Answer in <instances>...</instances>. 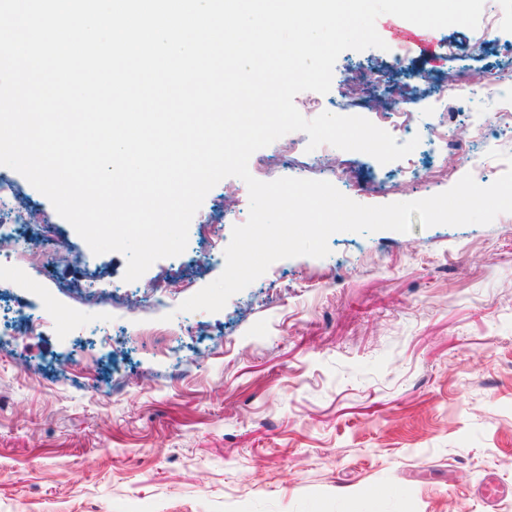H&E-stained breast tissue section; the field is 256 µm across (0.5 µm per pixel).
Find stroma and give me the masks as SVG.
<instances>
[{"instance_id": "35a3bbf8", "label": "stroma", "mask_w": 512, "mask_h": 512, "mask_svg": "<svg viewBox=\"0 0 512 512\" xmlns=\"http://www.w3.org/2000/svg\"><path fill=\"white\" fill-rule=\"evenodd\" d=\"M482 16L428 29L385 14V49L338 56L318 97L333 114L377 121L373 71L393 88L424 80L397 137L418 138L408 157L326 156L291 132L254 153L266 180H326L364 205L422 199L467 174L493 183L512 154V137L495 136L493 79L512 71V0H484ZM451 77L470 96L449 97ZM10 177L34 222L30 245L0 257V512H512V213L336 232L328 256L276 261L222 310L182 312L248 218L241 179L207 194L183 253L127 282L124 255L93 254ZM364 178L389 188L354 192ZM90 277L169 298L131 312L80 294ZM43 302L49 328L20 335ZM489 482L504 490L491 504Z\"/></svg>"}]
</instances>
